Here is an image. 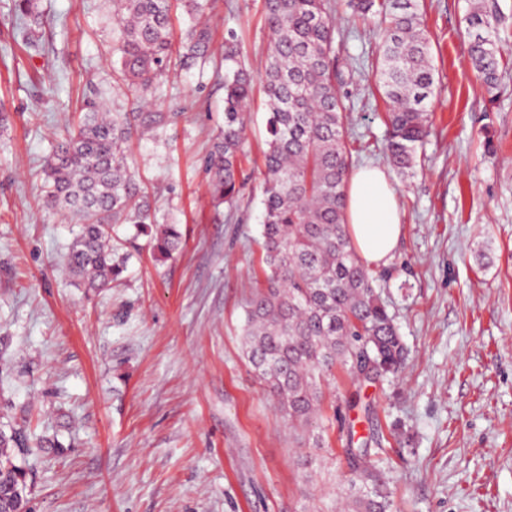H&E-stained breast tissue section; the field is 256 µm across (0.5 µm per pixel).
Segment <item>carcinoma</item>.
<instances>
[{
	"mask_svg": "<svg viewBox=\"0 0 512 512\" xmlns=\"http://www.w3.org/2000/svg\"><path fill=\"white\" fill-rule=\"evenodd\" d=\"M186 26L172 31V4ZM220 0H112L113 72L126 86L131 108L110 109L97 100L52 145L45 161L43 201L78 220L65 268L88 292L122 278L136 240L158 260L179 253L183 233L161 224L152 196L136 174L135 138L168 144L179 112L155 103L172 61L183 70L221 60L212 74L224 88V127L202 158L211 203L233 208L240 192L246 112L255 78L232 32L215 44L213 18ZM352 14L377 23L381 33L371 71L387 106V152L408 179L430 135L435 88L432 47L419 0H347ZM10 12L28 48L43 53L47 18L37 0H12ZM335 0H264L271 39L261 76L267 120L262 167V278L245 307L246 357L291 421L305 427L320 412L322 383L340 365L365 379L397 374L405 347L381 301L374 271L351 243L344 219L352 173L347 115L336 89ZM502 21L497 0H472L465 18L468 58L494 96L503 59L496 39ZM133 225L128 239L115 235ZM30 435L0 426V512L27 508V476L18 459ZM353 482L344 512H392L384 482L365 448L348 449Z\"/></svg>",
	"mask_w": 512,
	"mask_h": 512,
	"instance_id": "cac0c4a2",
	"label": "carcinoma"
}]
</instances>
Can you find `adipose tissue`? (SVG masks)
I'll list each match as a JSON object with an SVG mask.
<instances>
[{
	"label": "adipose tissue",
	"instance_id": "adipose-tissue-1",
	"mask_svg": "<svg viewBox=\"0 0 512 512\" xmlns=\"http://www.w3.org/2000/svg\"><path fill=\"white\" fill-rule=\"evenodd\" d=\"M347 221L351 241L370 264L387 263L402 234L396 191L379 167L366 166L348 185Z\"/></svg>",
	"mask_w": 512,
	"mask_h": 512
}]
</instances>
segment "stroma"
Here are the masks:
<instances>
[{
	"mask_svg": "<svg viewBox=\"0 0 512 512\" xmlns=\"http://www.w3.org/2000/svg\"><path fill=\"white\" fill-rule=\"evenodd\" d=\"M0 0V422L30 416L58 440L31 449V512H336L348 442L376 460L394 512H512V0H498L509 66L489 98L467 60L468 0H421L437 90L434 125L403 179L393 258L376 266L407 349L390 382L333 368L320 415L289 421L244 356L245 302L261 276L262 90L234 210L214 209L199 160L224 124V92L172 67L159 102L178 113L164 147L133 141L161 188L158 218L182 224L174 259L141 250L95 295L63 276L75 219L42 202L54 138L89 98L114 106L112 0H39L49 56L30 55ZM260 73L263 0H224ZM376 25L336 12L338 89L355 166H387L386 106L362 54Z\"/></svg>",
	"mask_w": 512,
	"mask_h": 512,
	"instance_id": "obj_1",
	"label": "stroma"
}]
</instances>
